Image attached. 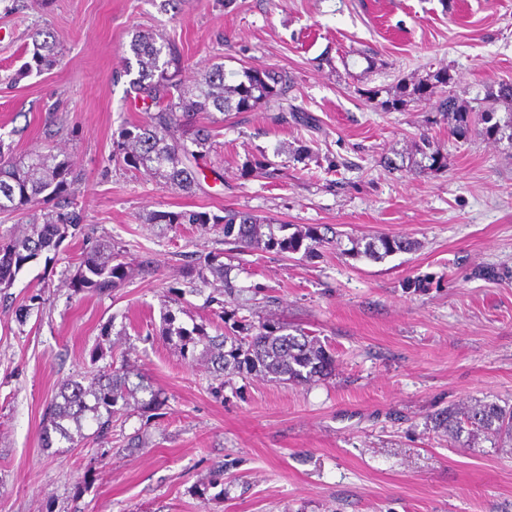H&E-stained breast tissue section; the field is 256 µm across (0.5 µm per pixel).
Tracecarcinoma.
<instances>
[{
    "label": "carcinoma",
    "mask_w": 512,
    "mask_h": 512,
    "mask_svg": "<svg viewBox=\"0 0 512 512\" xmlns=\"http://www.w3.org/2000/svg\"><path fill=\"white\" fill-rule=\"evenodd\" d=\"M50 34L33 33L31 60L15 73L20 80L32 71L50 69L56 61ZM130 50L138 64V74L131 81L136 97L146 102L145 117L122 131L121 141L113 151L114 160L128 168L148 172L159 184L192 194L200 186L203 170L200 161L214 149L211 126L199 124L187 128L188 119L198 113L213 116L229 112H255L274 103L281 115L277 119L308 128L316 126V118L300 107L286 102L289 89L286 79L275 71L241 67L226 75L224 64L214 63L202 80L191 90L182 86L179 76L181 57L175 46L150 33H136ZM453 77L448 69H439L428 78L414 83L403 82L385 100H378L381 89H360L368 101L384 110H400L410 102L438 96L436 111L454 120L451 136L467 140L473 135L512 145V113L497 116L495 104L512 101V82H501L497 90H488L484 98H476L479 115L472 116V106L460 100L449 89ZM416 153L428 163H416L421 172L439 171L445 167L440 147L426 135L415 143ZM74 175L68 158L49 149L34 150L15 158L11 147L0 139V214H17L26 218V227L0 235V299L8 301L9 290L24 264L42 253L57 252L69 237L82 231V215L78 210ZM153 224H199L220 230L224 241L238 248L275 251L314 258L319 249L338 242L339 234L326 224H314L287 232L289 225L274 224L258 215L226 210L224 215L206 212H153ZM351 247L341 254L351 258L383 260L400 252H411L419 242L400 236L379 235L365 243L350 241ZM112 242L95 240L79 258L71 286L77 292L103 294L121 286L130 275V266L115 262ZM190 282L220 284L216 289L224 297L209 302L233 304L235 285L224 276L220 255L210 254L183 270ZM230 322L224 333L211 336L204 325L187 329L177 322L169 309L162 314V332L177 339L183 358H199L211 364L216 377L224 374L260 376L268 382L308 385L335 375L338 359L318 337L301 328L265 320L255 323L239 314V307L224 311ZM202 350H197V347ZM132 395L129 375L123 369L106 366L90 376L70 378L61 387L46 414L45 432L53 431L61 438L74 441L73 432H81L83 423H97V433L109 432L112 407ZM433 428L471 445L482 438L496 448L512 447V405L473 399L467 404L450 405L434 415Z\"/></svg>",
    "instance_id": "obj_1"
}]
</instances>
